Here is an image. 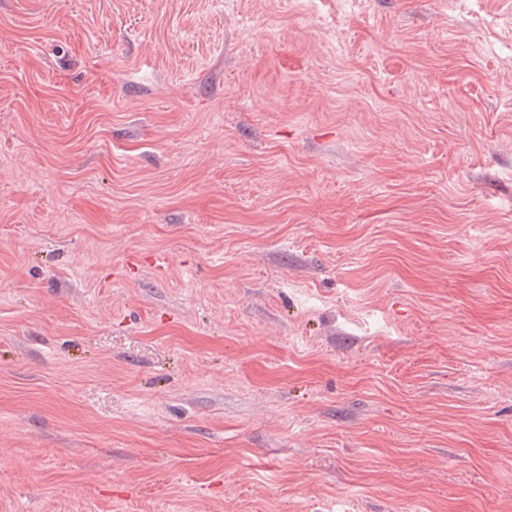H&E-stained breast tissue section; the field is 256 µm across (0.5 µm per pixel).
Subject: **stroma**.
<instances>
[{
    "label": "stroma",
    "mask_w": 512,
    "mask_h": 512,
    "mask_svg": "<svg viewBox=\"0 0 512 512\" xmlns=\"http://www.w3.org/2000/svg\"><path fill=\"white\" fill-rule=\"evenodd\" d=\"M0 512H512V0H0Z\"/></svg>",
    "instance_id": "35a3bbf8"
}]
</instances>
